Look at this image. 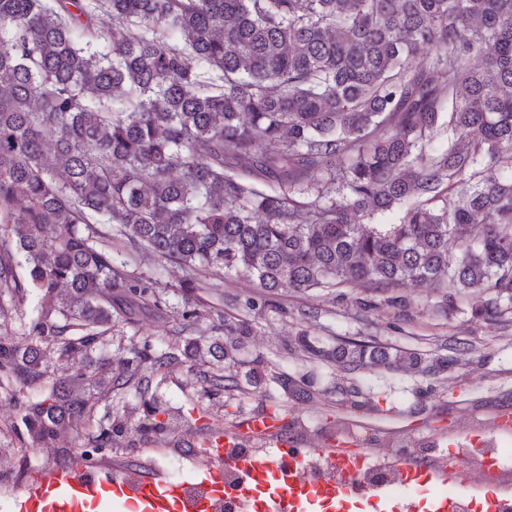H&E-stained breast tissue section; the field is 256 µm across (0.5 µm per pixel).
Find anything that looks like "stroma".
Here are the masks:
<instances>
[{"instance_id":"1","label":"stroma","mask_w":512,"mask_h":512,"mask_svg":"<svg viewBox=\"0 0 512 512\" xmlns=\"http://www.w3.org/2000/svg\"><path fill=\"white\" fill-rule=\"evenodd\" d=\"M207 281L223 296L226 311L254 326L242 360L248 363L261 357L266 364L262 380L251 393L217 401L203 398L198 373L184 368L169 373L159 393L170 405L181 408L188 434L198 435L205 422L230 429L268 412L283 400L273 378L285 373L313 384L312 399L293 402V418L282 421L285 435H297L313 448L326 447L327 436L349 430L378 462L395 459L402 447L413 446L423 437L434 440L427 454L435 458L447 447L452 424L459 437L479 432L498 447L512 448V435L499 434L494 426L495 412L512 409V313L475 321L471 318L473 302L466 299L452 314L439 316L435 309L441 295L411 284L399 290L407 301L405 312L382 305L364 313L354 305L361 295L357 288L343 289L338 296L282 292L266 304L252 282L235 275H211ZM312 307L318 310L316 317L302 319V311ZM167 330L154 307L134 306L125 322L113 328L101 355L113 372H120L131 347L162 348L170 340ZM303 331L327 343L356 338L423 353L437 350L453 336L473 341L476 350L436 375L378 370L354 374L339 384L328 367L293 349L295 336ZM112 412L132 414L138 431L103 446L92 434L67 431L58 437V447L77 454L91 448L99 457L125 448L160 464L164 437L151 431L153 419L144 412L135 387L117 392Z\"/></svg>"}]
</instances>
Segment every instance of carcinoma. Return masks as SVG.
Listing matches in <instances>:
<instances>
[{
	"label": "carcinoma",
	"mask_w": 512,
	"mask_h": 512,
	"mask_svg": "<svg viewBox=\"0 0 512 512\" xmlns=\"http://www.w3.org/2000/svg\"><path fill=\"white\" fill-rule=\"evenodd\" d=\"M130 253L179 267L182 295L224 273L265 297L352 287L359 310H400L410 281L448 289L441 312L462 295L487 296L476 318L511 310L512 0H0V388L48 382L56 356L65 377L17 400L40 448L112 408L121 384L96 352L132 304L177 321L120 374L167 416L153 430L174 415L152 382L175 368L208 397L258 381L236 358L252 324L166 299ZM204 317L211 335H191ZM294 345L342 382L448 369L357 340Z\"/></svg>",
	"instance_id": "carcinoma-1"
}]
</instances>
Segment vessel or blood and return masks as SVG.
Segmentation results:
<instances>
[{
  "label": "vessel or blood",
  "instance_id": "vessel-or-blood-1",
  "mask_svg": "<svg viewBox=\"0 0 512 512\" xmlns=\"http://www.w3.org/2000/svg\"><path fill=\"white\" fill-rule=\"evenodd\" d=\"M248 436L267 438L263 453L243 448ZM470 453L480 457L486 473L501 472V457L488 448H452L436 460L399 455L398 485L373 486L354 478L370 464V449H350L342 439L307 448L272 428L262 414L243 428L210 434L199 450L206 463L192 480L104 474L78 457L68 466L31 470L14 501L16 512H113L118 506L134 512H219L226 503L232 512H333L338 505L347 510L365 503L374 512H456L448 487ZM322 459L333 463V474L305 479L303 468ZM424 486L433 490L425 504L412 494Z\"/></svg>",
  "mask_w": 512,
  "mask_h": 512
}]
</instances>
